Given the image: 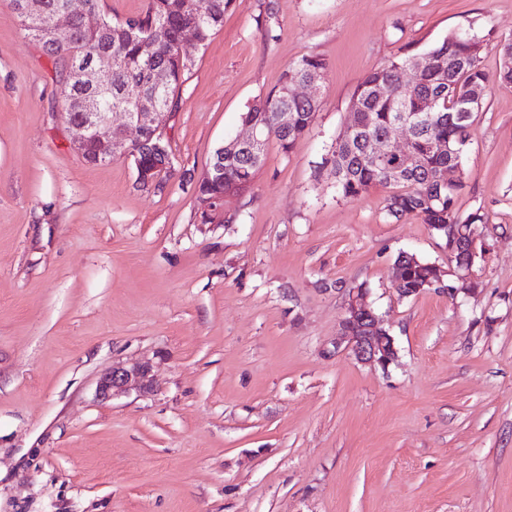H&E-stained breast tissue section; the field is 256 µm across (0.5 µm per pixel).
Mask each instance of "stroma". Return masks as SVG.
Wrapping results in <instances>:
<instances>
[{
    "label": "stroma",
    "mask_w": 512,
    "mask_h": 512,
    "mask_svg": "<svg viewBox=\"0 0 512 512\" xmlns=\"http://www.w3.org/2000/svg\"><path fill=\"white\" fill-rule=\"evenodd\" d=\"M467 29L488 75L512 0H231L160 116L175 171L86 164L50 59L0 0V512H512V87L470 129L460 216L484 258L456 295L394 290L407 252L448 266L387 191L337 193L329 157L367 73ZM325 60L290 153L270 142L231 224L195 184L291 62ZM365 289L388 367L341 342ZM150 392L100 400L111 365ZM152 364L148 361L131 364L112 365L97 384V395L102 399L128 393L130 390L148 392L153 388Z\"/></svg>",
    "instance_id": "35a3bbf8"
}]
</instances>
